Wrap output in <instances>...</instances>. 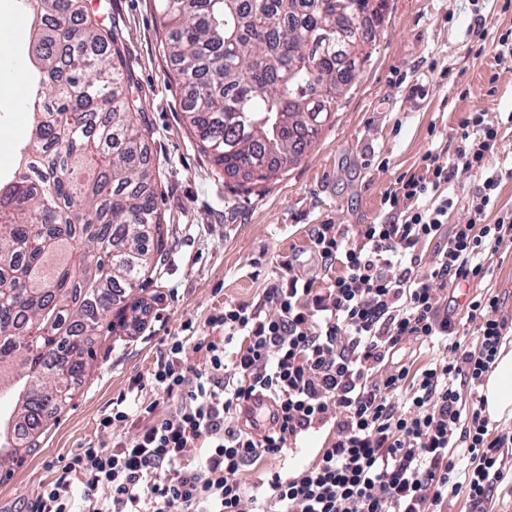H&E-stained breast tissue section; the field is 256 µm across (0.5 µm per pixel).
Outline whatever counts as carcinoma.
<instances>
[{
	"label": "carcinoma",
	"instance_id": "cac0c4a2",
	"mask_svg": "<svg viewBox=\"0 0 512 512\" xmlns=\"http://www.w3.org/2000/svg\"><path fill=\"white\" fill-rule=\"evenodd\" d=\"M36 89L18 168L0 180V393L17 396L0 470L72 400L103 322L167 255L147 129L122 33L87 0H16ZM387 0H156L188 127L232 177L267 181L319 136L372 55ZM363 50L348 59V44Z\"/></svg>",
	"mask_w": 512,
	"mask_h": 512
}]
</instances>
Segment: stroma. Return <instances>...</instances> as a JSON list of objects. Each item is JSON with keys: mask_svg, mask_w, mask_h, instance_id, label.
Segmentation results:
<instances>
[{"mask_svg": "<svg viewBox=\"0 0 512 512\" xmlns=\"http://www.w3.org/2000/svg\"><path fill=\"white\" fill-rule=\"evenodd\" d=\"M102 2V22L122 29L149 128L146 160L170 228L168 256L135 292L147 305L142 325L115 329L91 373L77 382L72 402L44 428L39 448L11 473L0 472V512H11L20 500L33 502L70 452L111 442L99 419L133 379H148L162 339L188 320L199 335H209L206 319L214 308L258 300L284 262L316 271L312 225L382 218L386 189L420 173L425 153L447 161L458 147L457 130L474 113L495 125L501 140L489 165L504 178L485 221L512 212V59L494 53L499 35L512 29V0H388L371 58L312 146L279 178L246 187L200 150L187 127L154 0ZM29 25L15 0H0V30L13 32L9 48L0 47V69L17 75L14 84L0 85L5 177L30 132L17 98L34 88ZM491 268L469 293L495 291L512 314V295L505 292L512 285V246L501 247Z\"/></svg>", "mask_w": 512, "mask_h": 512, "instance_id": "35a3bbf8", "label": "stroma"}]
</instances>
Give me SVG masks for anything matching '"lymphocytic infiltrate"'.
<instances>
[{"label": "lymphocytic infiltrate", "instance_id": "1", "mask_svg": "<svg viewBox=\"0 0 512 512\" xmlns=\"http://www.w3.org/2000/svg\"><path fill=\"white\" fill-rule=\"evenodd\" d=\"M457 138L448 162L426 153L422 174L386 190V220L313 225L315 275L285 264L258 300L213 310L210 335H194L188 320L181 335L165 338L150 383L133 381L101 416L111 443L63 458L30 512H453L462 491L471 512H487L512 434L484 415L479 388L507 322L498 295L469 301L477 336L468 347L440 304L449 290L484 278L493 256L512 246V213L485 221L499 181L487 171L497 129L477 115ZM461 171L484 176L472 216L425 261L423 247L453 205L442 188ZM412 340L439 350L417 373L397 358ZM190 344L204 352L203 366L186 364ZM147 386L156 403L141 402ZM258 394L278 408L260 437L239 423ZM160 404L168 408L162 418L154 415ZM128 423L136 434H118ZM318 431L326 438L311 463L276 467ZM256 464L250 496L243 474Z\"/></svg>", "mask_w": 512, "mask_h": 512}]
</instances>
